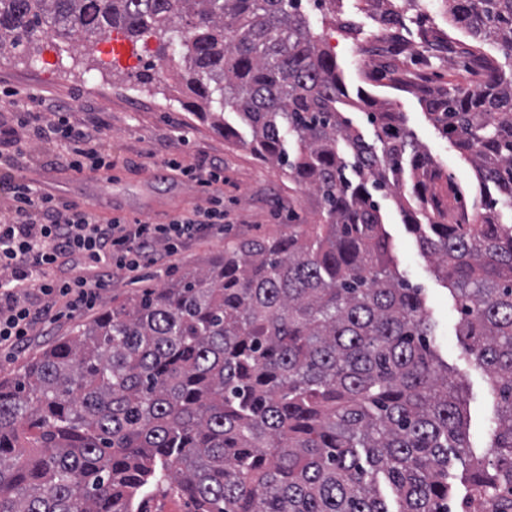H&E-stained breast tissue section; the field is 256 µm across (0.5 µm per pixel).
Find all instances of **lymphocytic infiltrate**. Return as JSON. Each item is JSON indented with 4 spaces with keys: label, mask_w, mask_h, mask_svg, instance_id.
Listing matches in <instances>:
<instances>
[{
    "label": "lymphocytic infiltrate",
    "mask_w": 512,
    "mask_h": 512,
    "mask_svg": "<svg viewBox=\"0 0 512 512\" xmlns=\"http://www.w3.org/2000/svg\"><path fill=\"white\" fill-rule=\"evenodd\" d=\"M40 131L64 147L69 170L111 171L112 154L101 136L73 124L65 109H56ZM162 167L207 192L205 204L163 224L137 217L103 222L87 207L60 203L25 179H9L12 214L0 220V351L30 336L38 322L94 307L105 276L166 270L193 241L223 236V166L191 168L170 158ZM85 265L98 277L83 274Z\"/></svg>",
    "instance_id": "lymphocytic-infiltrate-1"
}]
</instances>
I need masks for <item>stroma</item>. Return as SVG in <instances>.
Returning a JSON list of instances; mask_svg holds the SVG:
<instances>
[{
  "label": "stroma",
  "mask_w": 512,
  "mask_h": 512,
  "mask_svg": "<svg viewBox=\"0 0 512 512\" xmlns=\"http://www.w3.org/2000/svg\"><path fill=\"white\" fill-rule=\"evenodd\" d=\"M305 11L312 29L336 60L347 100L345 114L365 140L376 141L364 113L367 102H388L413 138L447 170L449 180L465 188L464 209L472 214L482 211L488 193L481 189L460 150L429 122L416 86L419 74L426 75L433 86L450 83L473 88L481 81L476 65L464 64L446 50L451 42L460 47L472 42L467 32L455 27L446 0H411L398 19L388 24L364 0H336L332 13L316 6L315 0H306ZM107 48L102 41L93 51H76L67 42L41 33L28 48L0 55V89L16 91L18 99L41 115L63 105L75 124H96L112 151L115 180L68 171L56 142L30 131L24 134V155L0 144V176L24 174L60 202L90 207L104 221L137 216L159 223L205 199L201 188L183 177H159L161 160L174 157L190 167L220 162L230 179L224 187V209L235 237L284 235L295 223L319 222L316 196L257 156L249 145L248 129H240L238 137L227 140L209 121L193 115L194 97L175 68H162L159 78L142 84L137 75L154 62V53L105 71L101 58ZM382 207L394 265L422 290L425 310L435 325L432 348L452 378L463 385L468 442L475 456H483L493 440L487 376L465 356L456 300L430 258L421 252L404 212L392 198L383 200ZM223 252V239L202 237L175 258L168 276L145 269L142 282L137 283L132 277L113 275L97 308L38 324L23 345L0 353V378L14 375L26 361L69 337L77 324L92 320L98 309L125 300L140 285H162L165 278L206 267Z\"/></svg>",
  "instance_id": "stroma-1"
}]
</instances>
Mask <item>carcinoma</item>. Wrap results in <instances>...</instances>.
Wrapping results in <instances>:
<instances>
[{"label":"carcinoma","instance_id":"carcinoma-1","mask_svg":"<svg viewBox=\"0 0 512 512\" xmlns=\"http://www.w3.org/2000/svg\"><path fill=\"white\" fill-rule=\"evenodd\" d=\"M448 13L504 62L461 50L486 81L423 103L512 209V0H448ZM45 27L84 48L115 30L154 36L163 62L175 46L188 90L220 107L212 127L237 134L231 108L254 152L314 192L323 222L231 242L0 379V512H148L152 489L191 512H512V228L495 209L470 223L395 113L372 109L380 148L365 141L301 0H0L1 53ZM406 164L427 220L409 225L488 376L491 472L469 451L421 291L393 267L377 195H396ZM452 456L471 467L459 503Z\"/></svg>","mask_w":512,"mask_h":512}]
</instances>
